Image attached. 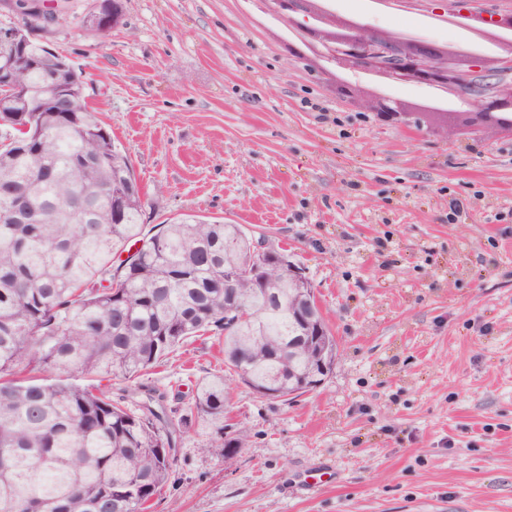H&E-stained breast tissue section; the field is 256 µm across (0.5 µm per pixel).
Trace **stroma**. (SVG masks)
Returning <instances> with one entry per match:
<instances>
[{"instance_id":"obj_1","label":"stroma","mask_w":512,"mask_h":512,"mask_svg":"<svg viewBox=\"0 0 512 512\" xmlns=\"http://www.w3.org/2000/svg\"><path fill=\"white\" fill-rule=\"evenodd\" d=\"M56 2L39 39L84 71L150 224L195 214L287 250L338 344L291 404L229 379L248 447L222 463L192 427L151 512H512V131L378 121L376 92L432 90L362 74L339 97L262 0H122L103 38L81 28L93 0ZM361 3L377 29L469 47ZM223 368L221 342L195 337L148 378L184 394ZM321 463L336 481L304 492Z\"/></svg>"}]
</instances>
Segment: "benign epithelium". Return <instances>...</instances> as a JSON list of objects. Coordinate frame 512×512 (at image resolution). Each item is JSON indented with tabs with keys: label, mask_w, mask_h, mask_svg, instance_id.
<instances>
[{
	"label": "benign epithelium",
	"mask_w": 512,
	"mask_h": 512,
	"mask_svg": "<svg viewBox=\"0 0 512 512\" xmlns=\"http://www.w3.org/2000/svg\"><path fill=\"white\" fill-rule=\"evenodd\" d=\"M450 16L464 17L473 25L486 24L499 30H512V10L491 12L484 17L479 0H450ZM277 18L285 19L298 31V43L290 47L295 60L303 57L302 48L316 49L325 61L323 72L336 80V92L351 98L356 88L346 79L352 72L375 75L389 83L410 84L426 88L446 89L456 100L450 112L442 113L452 126L471 132L488 127L512 130V51L496 57L494 62L476 52L456 50L448 54L444 46L419 37L379 31L365 19L351 21L343 15L327 12L316 14L310 0H265ZM16 14L24 17L30 29H44L57 21L49 15L43 0H19ZM83 30L100 37L115 28V22L103 17L100 3L84 16ZM374 109L386 120L412 117L406 104L379 97ZM249 266L237 270L232 280L251 277L266 282L271 272L290 264L288 255L252 242ZM323 375L307 386L311 390L325 380L334 368L338 354L323 356L316 352Z\"/></svg>",
	"instance_id": "7a95c632"
}]
</instances>
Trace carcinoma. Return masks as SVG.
Segmentation results:
<instances>
[{
  "instance_id": "carcinoma-1",
  "label": "carcinoma",
  "mask_w": 512,
  "mask_h": 512,
  "mask_svg": "<svg viewBox=\"0 0 512 512\" xmlns=\"http://www.w3.org/2000/svg\"><path fill=\"white\" fill-rule=\"evenodd\" d=\"M9 63L24 96L1 97L0 120L31 129L26 141L4 133L0 145V512H148L194 424L223 462L248 434L224 423V376L200 379L174 405L141 377L211 333L229 370L284 397L313 379L311 344L328 352L336 339L317 329L322 316L309 326L297 318L312 284L293 287L287 268L270 283L238 281L244 316L224 321L226 277L248 261L251 234L195 215L143 233L141 187L80 90L83 70L65 71L45 108L58 57L28 31L25 60L0 50ZM131 241L141 243L135 255L112 260ZM93 374L138 385L116 396L81 384Z\"/></svg>"
}]
</instances>
